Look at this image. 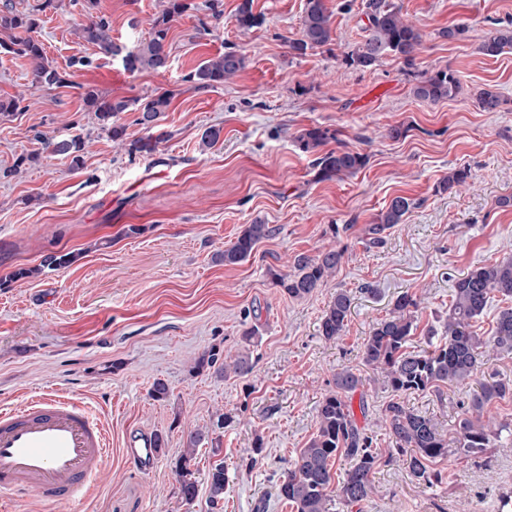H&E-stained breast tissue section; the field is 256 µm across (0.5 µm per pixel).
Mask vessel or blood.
<instances>
[{"mask_svg":"<svg viewBox=\"0 0 512 512\" xmlns=\"http://www.w3.org/2000/svg\"><path fill=\"white\" fill-rule=\"evenodd\" d=\"M108 441L88 407L52 394L0 409V492L44 499L83 495L101 472ZM125 454L138 468H154L158 450L147 432L130 433Z\"/></svg>","mask_w":512,"mask_h":512,"instance_id":"obj_1","label":"vessel or blood"}]
</instances>
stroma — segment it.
<instances>
[{"label":"stroma","mask_w":512,"mask_h":512,"mask_svg":"<svg viewBox=\"0 0 512 512\" xmlns=\"http://www.w3.org/2000/svg\"><path fill=\"white\" fill-rule=\"evenodd\" d=\"M0 0V9L38 10V38L50 61L67 66V86L30 83L27 59L0 54V97H17L22 112L0 118V406L17 407L45 392L82 401L109 438L105 469L85 495L50 501L33 494L0 497V512H208L207 474L223 460L229 485L223 512H292L276 484L315 431L317 409L343 368L365 379L352 397L359 424L377 448L391 440L383 421L393 394L381 374L365 368L363 344L373 324L405 292L421 299V323L442 327L454 281L477 266L512 259V52L484 56L479 45L495 25H512V0H394L424 33L413 65L388 56L376 69L346 66L344 52L360 39L365 0H325L332 14L333 51L293 55L304 0H254L261 27L239 30L238 0H223L220 20L205 0L179 17L169 33L170 59L160 72L129 73L120 57L96 54L76 35L85 0ZM166 0H96L112 23L115 44L147 38L150 19ZM466 24V39L440 37ZM235 45L246 57L237 77L199 89L186 76L202 61ZM448 69L460 79L452 99L436 103L412 94L417 80ZM119 100L168 94L160 124L169 137L153 154L131 157L124 147L145 137L136 115L122 112L118 143L99 128L82 96L87 88ZM499 93L495 112L482 111L479 90ZM405 138L388 137L391 126ZM335 130L339 143L364 153L354 175L319 179L299 133ZM221 131L205 148L208 128ZM83 137L82 170L67 159L26 157L37 134ZM471 172L465 185L443 192L454 168ZM398 195L416 202L402 224L370 243L366 230ZM269 224L271 234L246 261L227 266L215 256L245 225ZM341 248L336 273L304 299L276 287L271 271L287 272L297 254ZM52 253H74L73 264L41 268ZM35 268L18 279L21 268ZM353 298L343 336L318 332L337 290ZM259 328L250 347L254 368L242 378L192 371L213 348L238 352L244 325ZM512 379V353L489 352L476 380L440 392L405 395L407 407L451 433L481 382ZM170 388L150 396L155 380ZM233 421L214 428L216 412ZM163 435L158 466L126 459L127 435ZM204 435L193 461L198 495L185 503L175 466L186 436ZM219 453H212V446ZM442 484L415 480L403 462L380 464L374 493L349 512H499L512 492V441L476 458L437 462Z\"/></svg>","instance_id":"obj_1"}]
</instances>
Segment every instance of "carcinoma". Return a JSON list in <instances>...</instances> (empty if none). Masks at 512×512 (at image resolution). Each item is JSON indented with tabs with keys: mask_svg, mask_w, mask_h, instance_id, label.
Wrapping results in <instances>:
<instances>
[{
	"mask_svg": "<svg viewBox=\"0 0 512 512\" xmlns=\"http://www.w3.org/2000/svg\"><path fill=\"white\" fill-rule=\"evenodd\" d=\"M254 0H240L235 21L238 29L247 31L263 24L261 14L254 12ZM195 8L190 0H167V6L151 19L149 37L122 56L125 70L138 73L144 70L159 71L168 66V35L172 24L188 10ZM364 15L367 23L362 27L363 38L344 53L347 66L358 70L375 68L385 55L404 60L411 66L423 44L424 33L415 24L403 18L401 8L392 0H366ZM40 27L36 13H17L9 8L0 11V53L26 57L31 62V83L52 88L66 84V72L48 60L43 44L38 39ZM110 22L100 16H91L78 28L79 37L108 56L118 53L112 41ZM334 32L331 14L324 0H306L301 36L288 41L289 49L298 56L307 51L331 50ZM512 50V27L489 29L480 45L487 57H498L505 50ZM245 56L231 46L224 53L201 62L189 73L188 81L197 88L222 84L245 68ZM460 82L447 69H438L420 80L413 88L416 98L438 102L455 97ZM83 100L94 112L100 130L114 141L124 140L125 127L116 123L121 112L138 113L136 124L148 131L145 138L128 144L130 155H150L169 137L159 124L163 112L170 105L165 94L147 95L133 101L112 100L94 88L85 91ZM477 101L484 112H495L501 104L500 96L491 89L478 92ZM40 149L27 157L36 161L44 152L70 160L74 170L84 166L85 142L81 137L69 139L37 136ZM300 150L316 155L315 165L322 180H331L343 174H355L368 163V156L348 149L323 150L336 140V133L327 128L311 127L296 137ZM469 178L466 168L448 172L438 189L451 191ZM415 203L404 196H395L368 228L372 240L380 241L388 229L403 222ZM271 229L260 222L244 227L236 240L220 255L226 266L247 260L256 245L269 237ZM345 255L343 248H330L313 256L299 254L293 259L290 273L270 271L275 285L288 297L305 298L321 287L333 275ZM77 255L53 254L45 257L41 266L20 269L16 278L29 277L41 268L66 267L74 263ZM512 298V260L496 262L468 271L455 281L448 315L444 324L445 335L437 336V329L429 326L419 329L420 301L414 294L403 293L394 300L389 314L377 321L365 339L363 361L384 377V382L395 396L408 393L440 392L441 387L466 385L473 380L482 366L485 348L492 346L501 351H512V307L502 309L497 317L493 336L484 338L474 329V323L484 312L492 294ZM352 298L345 290L336 291L319 324V334L327 341L343 335L351 313ZM423 333L425 347L411 345L416 332ZM197 372L214 370L224 379L243 377L253 370L249 354L239 352L221 357L218 352L205 351L194 361ZM334 389L319 403L316 429L304 448L300 449L289 467L282 474L278 485L279 497L289 503L295 512H329L327 490L336 483L338 503L345 507L367 501L374 492L373 474L382 453L373 447V437L366 428L358 425L352 409L354 393L364 385L362 375L351 368H343L333 375ZM512 392V381L493 380L481 385L480 392L472 399V415L458 421L454 433L447 436L437 429L433 420L407 407L400 400L390 401L384 410L385 428L392 447L387 449L386 463L404 458L410 474L419 481L439 484L443 481L440 471L431 464L450 455L477 456L485 448L511 433L512 426L481 419L483 409L493 400ZM203 439V434L191 431L186 446L176 462L178 494L185 502H192L198 494V484L189 463ZM350 458L348 469L338 476L333 466L340 457ZM210 512H223L224 492L228 485L224 462L211 466L208 472Z\"/></svg>",
	"mask_w": 512,
	"mask_h": 512,
	"instance_id": "obj_1",
	"label": "carcinoma"
}]
</instances>
